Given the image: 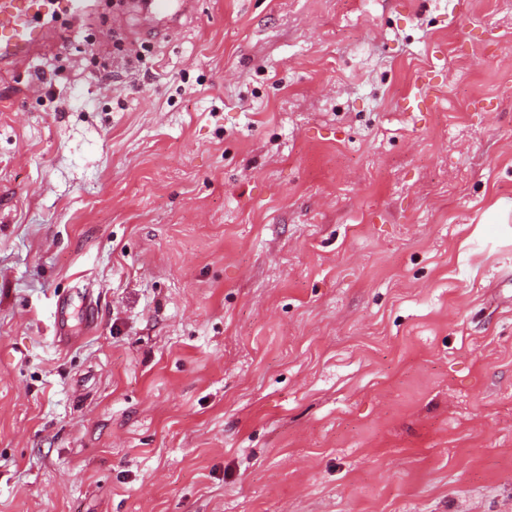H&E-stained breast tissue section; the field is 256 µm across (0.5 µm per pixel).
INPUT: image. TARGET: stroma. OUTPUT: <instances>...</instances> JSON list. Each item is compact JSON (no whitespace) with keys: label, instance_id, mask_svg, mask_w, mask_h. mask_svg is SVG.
Listing matches in <instances>:
<instances>
[{"label":"stroma","instance_id":"1","mask_svg":"<svg viewBox=\"0 0 512 512\" xmlns=\"http://www.w3.org/2000/svg\"><path fill=\"white\" fill-rule=\"evenodd\" d=\"M129 2L0 73V512H512V0ZM148 14L154 20L162 22L160 34L179 27L183 18L192 16L196 11V0H145L142 1Z\"/></svg>","mask_w":512,"mask_h":512}]
</instances>
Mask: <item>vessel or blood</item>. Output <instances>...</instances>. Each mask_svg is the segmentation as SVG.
<instances>
[{
	"label": "vessel or blood",
	"instance_id": "vessel-or-blood-1",
	"mask_svg": "<svg viewBox=\"0 0 512 512\" xmlns=\"http://www.w3.org/2000/svg\"><path fill=\"white\" fill-rule=\"evenodd\" d=\"M49 0H0V69L11 71L47 42L50 32L36 25ZM152 19L162 30L178 27L196 11L197 0H144Z\"/></svg>",
	"mask_w": 512,
	"mask_h": 512
}]
</instances>
